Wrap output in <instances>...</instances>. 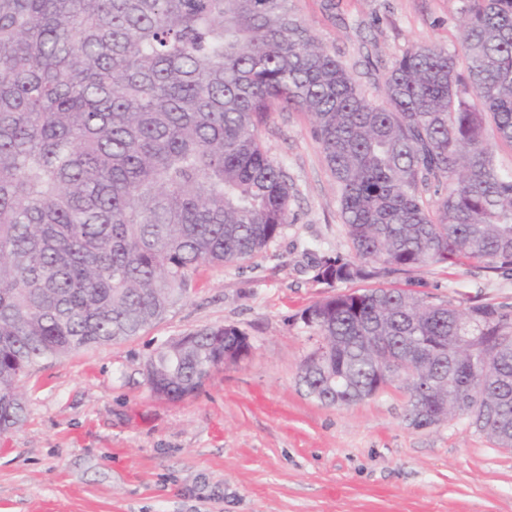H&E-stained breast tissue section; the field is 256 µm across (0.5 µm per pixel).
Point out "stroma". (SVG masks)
I'll return each mask as SVG.
<instances>
[{
    "label": "stroma",
    "instance_id": "1",
    "mask_svg": "<svg viewBox=\"0 0 512 512\" xmlns=\"http://www.w3.org/2000/svg\"><path fill=\"white\" fill-rule=\"evenodd\" d=\"M310 31L380 101L377 69L411 45L459 49L458 0H295ZM262 143L294 185V220L253 259L201 270L189 295L130 339L41 362L26 418L0 435V512H512V451L459 417L412 425L390 387L329 407L299 383L315 345L300 312L322 255L348 252L336 183L307 116L274 113ZM437 301L512 306V276L427 265L397 277ZM233 325L251 355L172 403L146 382L166 341Z\"/></svg>",
    "mask_w": 512,
    "mask_h": 512
}]
</instances>
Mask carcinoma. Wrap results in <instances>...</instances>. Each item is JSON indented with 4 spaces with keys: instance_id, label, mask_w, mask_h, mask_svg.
Masks as SVG:
<instances>
[{
    "instance_id": "1",
    "label": "carcinoma",
    "mask_w": 512,
    "mask_h": 512,
    "mask_svg": "<svg viewBox=\"0 0 512 512\" xmlns=\"http://www.w3.org/2000/svg\"><path fill=\"white\" fill-rule=\"evenodd\" d=\"M462 54L408 48L359 89L290 0H0V434L24 421L39 362L161 320L200 269L256 256L290 222L288 174L264 149L277 111L310 119L340 192L350 253L322 258L330 292L300 319L319 344L308 394L358 403L398 384L417 428L421 380L448 412L512 448V307L464 310L409 289L337 284L477 264L512 275V0H460ZM464 57L465 69L458 67ZM148 359L160 398L197 393L224 327ZM391 377L382 352L406 355ZM341 384L311 370L315 357Z\"/></svg>"
}]
</instances>
